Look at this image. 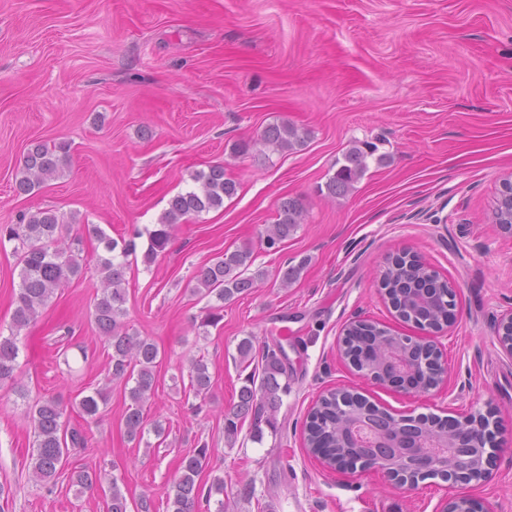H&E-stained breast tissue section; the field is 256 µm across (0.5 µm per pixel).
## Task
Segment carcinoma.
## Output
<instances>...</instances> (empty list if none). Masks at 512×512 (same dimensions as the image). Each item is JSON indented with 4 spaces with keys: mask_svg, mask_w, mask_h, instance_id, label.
I'll list each match as a JSON object with an SVG mask.
<instances>
[{
    "mask_svg": "<svg viewBox=\"0 0 512 512\" xmlns=\"http://www.w3.org/2000/svg\"><path fill=\"white\" fill-rule=\"evenodd\" d=\"M307 133L290 123L272 124L263 131L260 144L278 152H290L304 145ZM69 147L66 144L49 145L37 142L30 145L15 172L14 189L19 194H31L46 181L62 172L67 160ZM381 164L384 155L377 154V147L369 142L355 144L336 160L337 169L325 182L326 196H346L369 169V160ZM194 187L179 192L168 200V207L159 224L147 234V247L143 262L152 264L157 256L166 250L172 231L192 217L224 207V200L237 195L238 184L225 177L224 166L213 165L206 171L191 176ZM304 208L293 197H283L277 207L275 223L268 225L260 236V244L268 251H276L280 245L293 236L303 220ZM496 223L512 226V186L504 185L493 211ZM63 225L52 209H37L24 213L16 224L0 226V244L15 242L14 253L21 265L19 292L13 315L16 330L28 326L51 301L54 295L72 279L81 276L90 261H95L101 274L102 296L94 306V323L98 334L104 337L112 353L108 355V380L133 382L128 388V405L124 423L126 434L131 441H141L147 420L145 405L150 401L157 384L156 367L159 358L157 345L146 337L130 331L123 322L126 315L125 270L129 257L136 253L135 239L143 232L135 229L129 239H114L98 227L92 228L93 237L102 253L89 257L79 248L82 238L74 237L76 246L67 245L62 237ZM253 246L245 244L232 251L224 252L213 262L202 266L195 275L196 286L193 294L214 300L198 327L217 325L223 318L224 302L255 287L264 272L248 274L253 264ZM306 260L287 266L278 271L280 283L287 286L296 281L305 268ZM436 280L423 270L414 257L397 255L388 262L382 277L381 292L388 295L395 311L404 320L415 319L418 323L440 325L448 321V310L436 303L431 288H437ZM384 329L377 323L351 325L345 337L344 353L361 356L367 337L379 336ZM19 347L17 336H0V387L15 391L25 397V391L18 386L14 371ZM285 349L267 350L261 358V374L251 372L239 390V401L232 411L224 414V439L234 446L242 422L253 415L254 429L251 440H263L261 424L276 429V416L283 405V396L288 394V383L280 382L288 374L284 360ZM190 388L197 396H206L211 387V376L204 358L189 361ZM104 389L82 397L79 402L67 406L55 398L40 399L30 406L31 424L34 429V443L29 466L35 483L48 485L56 483L72 451L84 449L88 437L84 430L68 427V412L78 410L84 418L95 419L100 406L106 404ZM368 400L359 397L353 402L350 416L344 417L336 411V395H331L311 407L307 413L308 451L316 459L331 464L336 457V439L328 432L338 423L350 418H363ZM211 450L203 444L181 459L178 473L166 496L167 512H229L224 504V478L216 476L208 487H203L198 478L209 463ZM105 479L102 471L85 467L73 468L69 482L82 489L100 484ZM110 498L107 512H128V501L119 485V479L109 481Z\"/></svg>",
    "mask_w": 512,
    "mask_h": 512,
    "instance_id": "obj_1",
    "label": "carcinoma"
}]
</instances>
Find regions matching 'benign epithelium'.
<instances>
[{
  "mask_svg": "<svg viewBox=\"0 0 512 512\" xmlns=\"http://www.w3.org/2000/svg\"><path fill=\"white\" fill-rule=\"evenodd\" d=\"M444 306L448 323L442 327L422 324L420 336H408L389 330L376 337L383 345L398 341L408 346L407 353L417 349L430 350L428 360L410 362L398 352L376 354L373 360L358 367L360 375L381 387L396 388L404 393L424 395L443 385L448 379V364L443 358L438 338L447 334L457 320L456 286L448 283ZM496 340L501 350L512 357V311L498 319ZM417 425L411 416H391L390 428L380 431L359 422L343 423L336 430V439L345 447L336 451V463L329 469L336 472H356L358 469H376L388 480L414 486L428 478H440L453 487L480 484L492 476L491 462L500 450L496 439V425L489 418L472 415L448 419L445 449L434 451L416 437L393 438V433L404 426ZM442 512H493L488 502L466 493L448 497Z\"/></svg>",
  "mask_w": 512,
  "mask_h": 512,
  "instance_id": "obj_1",
  "label": "benign epithelium"
}]
</instances>
